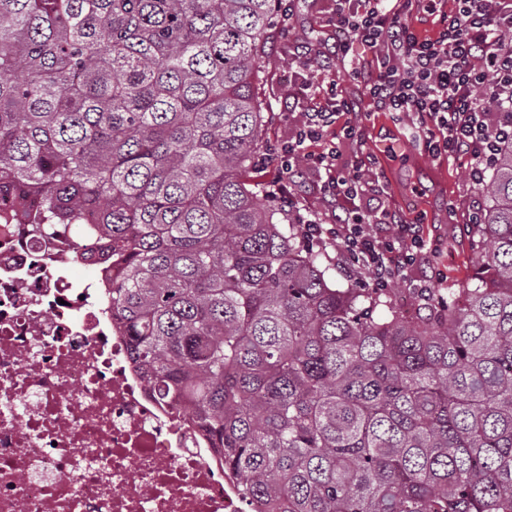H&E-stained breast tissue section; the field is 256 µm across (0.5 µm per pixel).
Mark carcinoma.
Instances as JSON below:
<instances>
[{
	"label": "carcinoma",
	"instance_id": "cac0c4a2",
	"mask_svg": "<svg viewBox=\"0 0 512 512\" xmlns=\"http://www.w3.org/2000/svg\"><path fill=\"white\" fill-rule=\"evenodd\" d=\"M281 0H0V197L120 268L109 307L252 512H512V140L471 278L400 316L247 180Z\"/></svg>",
	"mask_w": 512,
	"mask_h": 512
}]
</instances>
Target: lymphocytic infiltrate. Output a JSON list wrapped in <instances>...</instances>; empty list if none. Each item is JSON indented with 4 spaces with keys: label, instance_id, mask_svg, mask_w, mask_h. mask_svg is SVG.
<instances>
[{
    "label": "lymphocytic infiltrate",
    "instance_id": "obj_1",
    "mask_svg": "<svg viewBox=\"0 0 512 512\" xmlns=\"http://www.w3.org/2000/svg\"><path fill=\"white\" fill-rule=\"evenodd\" d=\"M331 23L336 33V61L353 63L357 49L371 53L379 76L363 84L377 110L414 115L428 155L463 158L472 183L485 179L504 140L512 137V0H333ZM436 17L434 35L421 34L419 15ZM483 67H475L474 59ZM321 92L308 85V106L275 157L277 177L271 188L297 215L305 242L332 245L341 264L367 275L383 290L403 283L415 296H428L429 280L412 271L422 256L435 253L419 225L391 209L381 181H368L358 166L345 160L344 142L361 137L350 121L351 102L331 97L315 106ZM342 140H327L332 126ZM323 142L322 151L309 146ZM311 172L318 190L336 213L321 217L303 211L290 189L295 176Z\"/></svg>",
    "mask_w": 512,
    "mask_h": 512
}]
</instances>
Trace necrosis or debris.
<instances>
[{
  "mask_svg": "<svg viewBox=\"0 0 512 512\" xmlns=\"http://www.w3.org/2000/svg\"><path fill=\"white\" fill-rule=\"evenodd\" d=\"M0 199V512H246L183 409L151 391L74 232ZM83 274H76V267Z\"/></svg>",
  "mask_w": 512,
  "mask_h": 512,
  "instance_id": "1",
  "label": "necrosis or debris"
}]
</instances>
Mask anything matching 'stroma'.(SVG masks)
Instances as JSON below:
<instances>
[{
	"label": "stroma",
	"mask_w": 512,
	"mask_h": 512,
	"mask_svg": "<svg viewBox=\"0 0 512 512\" xmlns=\"http://www.w3.org/2000/svg\"><path fill=\"white\" fill-rule=\"evenodd\" d=\"M290 8L288 21L275 22L258 72V91L267 104L263 153H273L287 138L291 122L301 117L304 107L297 101L288 64L299 56L308 58L306 77L335 84L338 94L363 114V145L347 147V156L360 150L370 153L376 163L364 168V177H381L391 203L406 217L423 213L424 236L442 243L436 268L446 276L448 287H458L474 268L469 215L487 206L479 186L469 181L461 159L434 158L423 151L411 117L376 111L350 69L332 64L331 0H291Z\"/></svg>",
	"instance_id": "1"
}]
</instances>
